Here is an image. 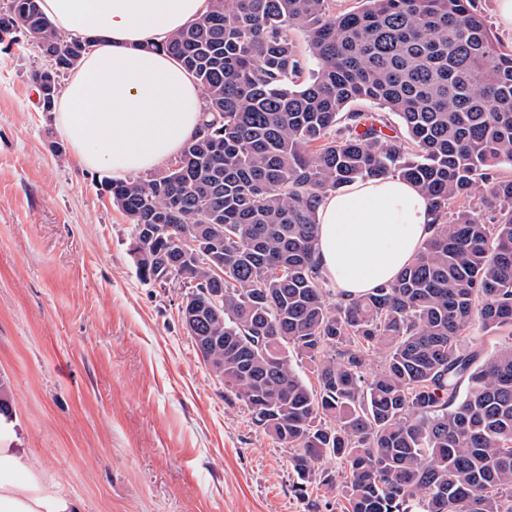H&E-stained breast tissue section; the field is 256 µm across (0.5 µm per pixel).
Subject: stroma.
<instances>
[{
	"instance_id": "35a3bbf8",
	"label": "stroma",
	"mask_w": 512,
	"mask_h": 512,
	"mask_svg": "<svg viewBox=\"0 0 512 512\" xmlns=\"http://www.w3.org/2000/svg\"><path fill=\"white\" fill-rule=\"evenodd\" d=\"M0 49V399L12 447L79 512H344L292 488L288 450L203 362L184 291L139 280L132 226L62 144L30 76Z\"/></svg>"
}]
</instances>
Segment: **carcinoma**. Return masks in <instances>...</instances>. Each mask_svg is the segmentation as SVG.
<instances>
[{
	"instance_id": "obj_1",
	"label": "carcinoma",
	"mask_w": 512,
	"mask_h": 512,
	"mask_svg": "<svg viewBox=\"0 0 512 512\" xmlns=\"http://www.w3.org/2000/svg\"><path fill=\"white\" fill-rule=\"evenodd\" d=\"M209 2L163 45L205 92L200 127L162 175L101 183L139 278L193 289L188 333L288 448L294 492L341 478L348 512H512V48L475 0ZM16 27L70 41L39 0L0 7V44ZM385 175L424 194L433 233L395 283L344 300L315 259L318 205ZM477 189L497 223L462 205ZM200 238L201 263L184 250ZM475 326L508 341L470 346Z\"/></svg>"
}]
</instances>
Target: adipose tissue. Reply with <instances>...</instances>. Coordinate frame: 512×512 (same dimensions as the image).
<instances>
[{
    "label": "adipose tissue",
    "instance_id": "obj_1",
    "mask_svg": "<svg viewBox=\"0 0 512 512\" xmlns=\"http://www.w3.org/2000/svg\"><path fill=\"white\" fill-rule=\"evenodd\" d=\"M209 0H41L57 29L94 41L57 106L58 128L87 168L121 179L176 157L201 119L200 84L160 44L202 16ZM416 186L393 176L326 193L317 259L337 292L357 297L393 283L432 232ZM0 418V512H75V504L11 447Z\"/></svg>",
    "mask_w": 512,
    "mask_h": 512
}]
</instances>
